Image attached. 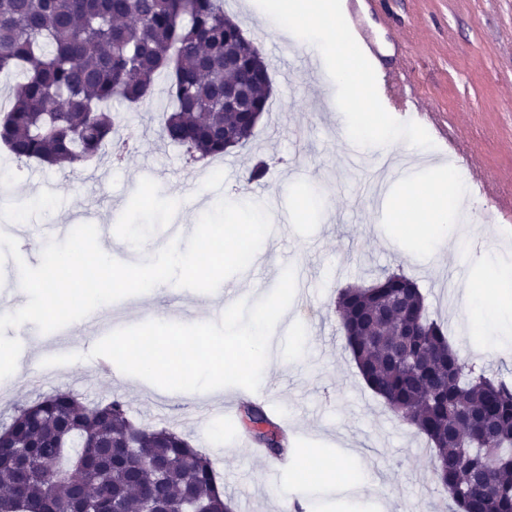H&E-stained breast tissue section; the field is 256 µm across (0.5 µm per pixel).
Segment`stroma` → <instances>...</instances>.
I'll use <instances>...</instances> for the list:
<instances>
[{
  "mask_svg": "<svg viewBox=\"0 0 512 512\" xmlns=\"http://www.w3.org/2000/svg\"><path fill=\"white\" fill-rule=\"evenodd\" d=\"M359 22L374 47L378 78L390 81L386 101L373 104V122L391 128L397 117L383 104L410 97L434 112L455 141L454 160L466 181L487 183L476 197L496 216L486 228L487 247L512 255V0H376L361 6ZM262 53L271 63L269 110L245 146L218 159V176L207 177L205 162L191 160L185 147L159 139V120L171 108L161 77L146 105L119 108L134 140L124 162L105 157L61 169L14 159L0 145V179L11 185L0 194V224L16 223L20 254L33 267L46 243L44 224H94L100 246L122 261L164 247L169 217L193 225L218 199L266 200L281 218L268 236L266 258L221 285L254 302L275 287L285 266L296 270L292 315L277 337L281 360L261 383L266 408L288 420L289 444L302 459L330 456L369 481L364 497L336 503L337 512H381L388 504L393 512H441L446 499L432 476L426 438L387 410L344 347L334 310L338 291L402 273L417 282L430 318L447 326L463 361L512 381V348L485 354L498 341L492 325L465 328L461 305L444 286L447 277L460 283L479 273L469 251L434 265L409 262L416 239L394 223L386 193L363 189L371 179L394 184L403 168L381 169L382 151L364 152L347 135L346 126L359 125L361 116L352 111L337 119L342 93L334 66L310 35L276 37ZM312 59L314 71L307 67ZM261 157L271 162L266 178L247 183ZM201 299L171 287L139 308L120 300L111 328L153 316L185 324L219 320V312H199ZM108 329L83 324L44 334L30 322L6 329L30 365L18 384L0 387V422L17 406L59 390L91 402L118 397L136 423L183 431L212 461L233 512H284L286 501L310 495L293 469L267 483L273 460L242 447L240 410L217 418L190 404L177 409L171 392L145 380L102 377L87 354ZM70 353L80 361L43 364Z\"/></svg>",
  "mask_w": 512,
  "mask_h": 512,
  "instance_id": "1",
  "label": "stroma"
}]
</instances>
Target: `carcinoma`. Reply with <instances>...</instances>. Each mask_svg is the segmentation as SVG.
<instances>
[{
  "instance_id": "1",
  "label": "carcinoma",
  "mask_w": 512,
  "mask_h": 512,
  "mask_svg": "<svg viewBox=\"0 0 512 512\" xmlns=\"http://www.w3.org/2000/svg\"><path fill=\"white\" fill-rule=\"evenodd\" d=\"M12 72L0 144L50 167L101 157L118 131L112 101L142 105L169 81L160 136L198 157L244 144L268 108L261 49L224 0H0V73ZM345 346L369 389L424 435L452 512H512V383L460 360L417 284L387 274L338 292ZM274 456L288 438L262 406H243ZM0 512H65L85 494L115 512H230L208 457L181 431L138 426L124 401L57 391L0 426ZM92 461L86 488L69 466Z\"/></svg>"
}]
</instances>
